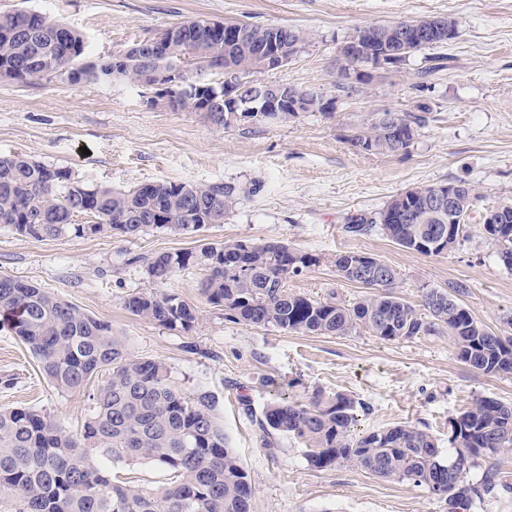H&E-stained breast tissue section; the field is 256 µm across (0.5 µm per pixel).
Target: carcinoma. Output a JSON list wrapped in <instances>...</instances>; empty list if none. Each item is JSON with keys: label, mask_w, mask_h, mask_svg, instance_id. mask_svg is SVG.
Listing matches in <instances>:
<instances>
[{"label": "carcinoma", "mask_w": 512, "mask_h": 512, "mask_svg": "<svg viewBox=\"0 0 512 512\" xmlns=\"http://www.w3.org/2000/svg\"><path fill=\"white\" fill-rule=\"evenodd\" d=\"M198 20L175 25L181 32L174 55L165 60L148 49L127 55L123 78L141 82L180 66L185 81L204 87L201 97L174 106L193 112L208 108L224 114L222 127L236 123L224 111V81L209 74L259 72L257 48L277 37L296 56L305 33L286 26L253 24L245 48L228 51L217 43H201ZM397 25L377 26L371 46L396 41ZM88 44L83 33L44 13L18 9L0 16V71L23 70L28 78L53 79L49 63L66 65L75 80L110 82L112 57L83 62ZM420 114L383 112L348 138L362 152L397 153L412 144L429 111ZM457 187L453 213L431 208L435 186H417L394 196L374 216L352 217L345 231L353 236L374 229L402 247L439 255L423 243L439 228L450 229L448 249L464 235L480 195L467 181ZM260 181L239 187L224 182H148L133 189L87 183L64 166L48 165L26 155L0 157V225L27 238L58 239L78 235L133 236L147 228L190 235L210 224H222L240 197L255 196ZM503 225L498 256L512 269V204ZM91 221L80 224L76 217ZM360 251L336 255L338 275L367 289L362 299L346 304L331 294L323 300L291 292L290 275L316 266L320 258L284 242L244 240L209 244L200 252H165L133 256L128 264L144 266L155 289L124 300L133 315L183 332L198 323L197 311L176 294L161 291L178 272L196 265L205 276L201 291L224 307L225 318L284 332L346 336L365 328L385 341L446 332L461 362L484 374L512 373V337L498 336L474 319L460 296L466 286L429 288L421 308L395 294L397 274L381 263L384 278L371 286L350 275ZM0 316L29 349L49 384L61 392L87 391L90 410L81 431L73 434L33 408L0 409V492L16 496L15 512H250L252 479L224 435L208 393L187 399L169 382L166 366L135 357L127 339L112 325L89 317L51 292L0 275ZM111 371L105 384L89 387L93 374ZM451 448L440 458L436 440L412 425L356 432L357 407L349 395L316 392L307 404L272 400L264 409L263 428L285 435L307 448L317 469L343 464L366 470L386 481L408 480L432 495L452 499L456 512H470L475 500L499 486L498 456L512 451V405L480 398L474 407L449 421ZM150 460L171 472L172 485L143 490L112 475L107 464ZM485 463L477 484L465 481L471 467ZM460 473L448 486V469Z\"/></svg>", "instance_id": "cac0c4a2"}]
</instances>
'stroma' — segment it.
<instances>
[{
  "mask_svg": "<svg viewBox=\"0 0 512 512\" xmlns=\"http://www.w3.org/2000/svg\"><path fill=\"white\" fill-rule=\"evenodd\" d=\"M22 7L80 30L93 59L188 19L307 34L286 66L254 79L322 94L335 109L280 123L219 128L201 112L147 105L152 88L125 79H0V157L23 154L118 189L154 181L263 184L258 195L240 198L224 223L196 236L154 228L36 241L0 226V275L111 323L133 355L164 363L184 396L210 393L228 444L254 481L250 512H448L447 502L410 481H385L349 465L317 469L292 438L280 435L265 447L264 408L278 396L306 403L317 391L345 393L362 405L358 432L409 423L431 433L444 457L450 420L476 399L512 405V374L469 368L445 333L385 341L364 329L321 336L230 321L201 293L197 266L165 289L195 307L198 323L188 333L167 329L125 309L126 297L150 287L142 267L125 259L214 242H285L320 259L288 278L290 291L353 303L365 290L340 278L334 260L362 251L395 269L396 292L412 305L421 304L425 289L461 283L475 320L512 336V270L482 228L487 210L512 204V0H0V15ZM428 16L454 21L457 37L383 68L351 66L338 55L355 29ZM432 56L442 67L429 76ZM421 103L429 107L426 121L407 150L350 146L349 136L378 113H412ZM455 180L472 183L482 199L465 238L447 253L423 255L377 230L357 237L344 230L348 217L375 214L401 191ZM12 406L42 411L76 432L89 400L82 391L52 388L29 350L0 326V408Z\"/></svg>",
  "mask_w": 512,
  "mask_h": 512,
  "instance_id": "stroma-1",
  "label": "stroma"
}]
</instances>
